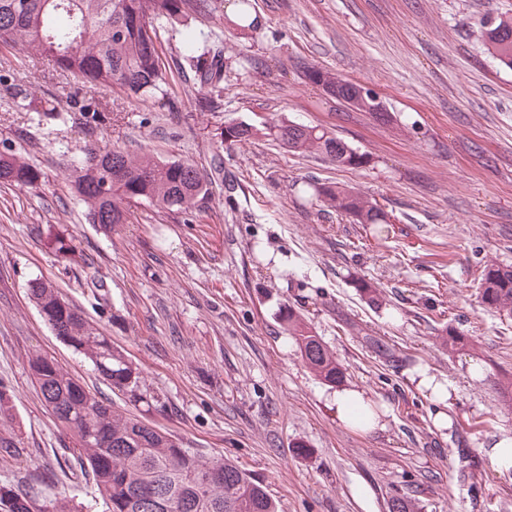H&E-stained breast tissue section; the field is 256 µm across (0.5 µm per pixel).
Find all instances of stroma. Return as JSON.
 Segmentation results:
<instances>
[{
    "mask_svg": "<svg viewBox=\"0 0 512 512\" xmlns=\"http://www.w3.org/2000/svg\"><path fill=\"white\" fill-rule=\"evenodd\" d=\"M231 0L165 28V53L186 29L222 38L224 106L195 108L175 86L177 112H154L119 88L93 98L85 124L71 106L83 87L47 59L0 46V75L42 109L0 86V150L38 168L37 186L0 182V485L38 503L67 496L97 512L72 439L58 428L28 360H54L91 393L263 482L280 512H512V471L487 446L512 435V317L485 308L487 262L512 265V69L485 50L480 22L512 16V0H252L253 36L226 19ZM316 66L371 84L394 124L375 121L310 84ZM54 116H44V109ZM331 131L371 162L336 165L262 136L222 142L230 121L280 119ZM188 160L224 159L209 202L184 213L141 202L127 223L91 224L71 182L84 149ZM334 183L377 200L391 224H359L324 205ZM72 237L77 266L44 244ZM51 282L142 372L152 404L131 402L54 334L29 295ZM375 285L379 304L355 280ZM293 311L363 390L379 416L364 433L337 420L322 383L282 319ZM463 347L448 350L449 331ZM448 385L447 426L418 387Z\"/></svg>",
    "mask_w": 512,
    "mask_h": 512,
    "instance_id": "obj_1",
    "label": "stroma"
}]
</instances>
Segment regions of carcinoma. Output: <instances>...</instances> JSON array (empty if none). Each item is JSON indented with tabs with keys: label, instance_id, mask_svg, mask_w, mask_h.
<instances>
[{
	"label": "carcinoma",
	"instance_id": "cac0c4a2",
	"mask_svg": "<svg viewBox=\"0 0 512 512\" xmlns=\"http://www.w3.org/2000/svg\"><path fill=\"white\" fill-rule=\"evenodd\" d=\"M209 0H0V45L21 46L43 55L55 68L80 75L92 86H117L131 98L151 100L153 109L177 112L180 100L172 91L179 75L197 88L196 107L217 112L224 100V53L209 47L211 34L189 33L172 63L162 59L159 31L202 14ZM238 30L257 32L262 24L252 14L250 0H238ZM512 31V17L501 16L491 30H481L487 52L512 69V42L504 43L498 29ZM338 138L324 128L298 124L288 140L290 152L317 153L343 166L369 163L364 153L339 155ZM124 171L112 177V166ZM40 172L12 150L0 151V181L35 186ZM224 180V161L213 159L205 176L191 162L162 160L151 153L131 156L112 147L89 150L74 168L73 185L86 205L90 223L107 228L128 219V206L149 202L164 209L200 208L210 185ZM328 207L351 215L359 224H387L388 213L366 196L335 185L317 188ZM46 244L56 255L77 261L73 239L48 230ZM482 303L512 315V266H483ZM30 296L58 336L84 355L113 387L134 402L144 401L143 376L122 350L112 346L52 284L35 280ZM301 358L328 385L344 378L336 356L318 336L294 323ZM29 367L55 424L75 442L84 472L92 476L102 500V512H279L261 481L238 466L206 462L193 448L141 420L127 416L91 394L55 363L35 354ZM0 512H73L71 499L57 497L39 506L13 488L0 486Z\"/></svg>",
	"mask_w": 512,
	"mask_h": 512
}]
</instances>
